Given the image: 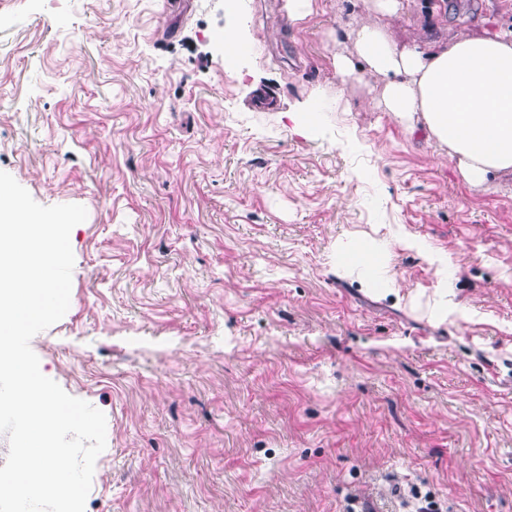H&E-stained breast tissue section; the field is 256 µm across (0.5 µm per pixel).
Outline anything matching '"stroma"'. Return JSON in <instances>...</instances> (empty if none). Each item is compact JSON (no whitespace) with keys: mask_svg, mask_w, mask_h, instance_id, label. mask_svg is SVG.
<instances>
[{"mask_svg":"<svg viewBox=\"0 0 512 512\" xmlns=\"http://www.w3.org/2000/svg\"><path fill=\"white\" fill-rule=\"evenodd\" d=\"M405 2V46L434 7L451 39L512 27V0ZM373 17L0 0V171L87 210L31 340L106 416L85 512H512V172L468 184L381 78L337 76Z\"/></svg>","mask_w":512,"mask_h":512,"instance_id":"obj_1","label":"stroma"}]
</instances>
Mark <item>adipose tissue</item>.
I'll return each mask as SVG.
<instances>
[{
	"mask_svg": "<svg viewBox=\"0 0 512 512\" xmlns=\"http://www.w3.org/2000/svg\"><path fill=\"white\" fill-rule=\"evenodd\" d=\"M401 10L400 0H374L377 19L360 25L354 55L335 56L337 74L381 77L379 111L446 144L469 184L512 169V29L450 40L429 28L407 47L386 25Z\"/></svg>",
	"mask_w": 512,
	"mask_h": 512,
	"instance_id": "obj_1",
	"label": "adipose tissue"
}]
</instances>
